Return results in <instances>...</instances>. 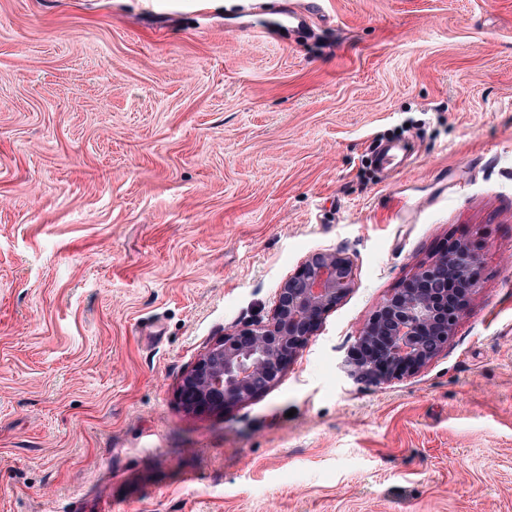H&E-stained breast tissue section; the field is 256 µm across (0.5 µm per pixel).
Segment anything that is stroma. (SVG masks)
<instances>
[{
  "mask_svg": "<svg viewBox=\"0 0 512 512\" xmlns=\"http://www.w3.org/2000/svg\"><path fill=\"white\" fill-rule=\"evenodd\" d=\"M0 0V512H512V0ZM401 142L394 173L380 144ZM447 345L339 363L454 241ZM350 293L272 388L179 390L311 254ZM304 4L301 9L289 6L288 11L282 13L288 18V27L299 33H306L314 20L326 18L323 0H307Z\"/></svg>",
  "mask_w": 512,
  "mask_h": 512,
  "instance_id": "35a3bbf8",
  "label": "stroma"
}]
</instances>
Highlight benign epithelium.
<instances>
[{
    "mask_svg": "<svg viewBox=\"0 0 512 512\" xmlns=\"http://www.w3.org/2000/svg\"><path fill=\"white\" fill-rule=\"evenodd\" d=\"M479 258L456 241L378 307L342 358L344 377L378 386L424 367L467 309ZM353 285L341 251L308 257L279 289L272 316L224 334L185 375L181 396L195 413L222 412L279 381Z\"/></svg>",
    "mask_w": 512,
    "mask_h": 512,
    "instance_id": "benign-epithelium-1",
    "label": "benign epithelium"
}]
</instances>
